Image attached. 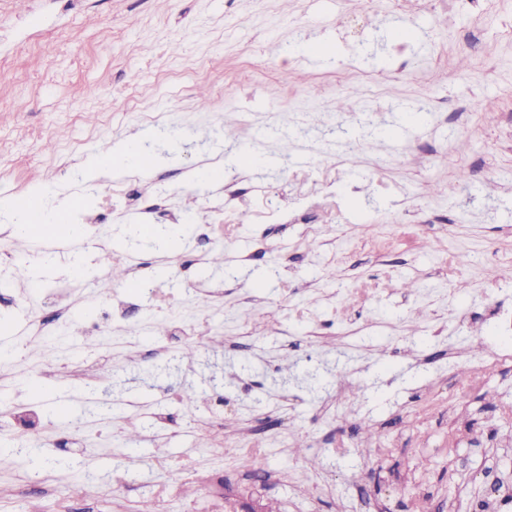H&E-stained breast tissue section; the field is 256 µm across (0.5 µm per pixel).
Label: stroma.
Listing matches in <instances>:
<instances>
[{"mask_svg": "<svg viewBox=\"0 0 512 512\" xmlns=\"http://www.w3.org/2000/svg\"><path fill=\"white\" fill-rule=\"evenodd\" d=\"M311 41L330 52L308 58ZM350 82L363 95L336 111ZM134 137L155 160L136 197L110 194L121 169L86 177L102 143ZM245 148L262 164L240 169ZM212 158L224 181L197 192ZM47 184L102 242L81 272L58 259L15 284L22 311L0 318V415L48 458L0 471L11 512H34L23 478L62 489L88 472L112 496L76 512H141L163 484L173 512H209L242 490L249 430L285 474L248 495L264 510L469 512L512 485V365L493 359L512 330L487 315L512 314V0H0V201ZM92 191L115 221L96 222ZM142 223L155 246L137 243ZM452 242L468 256L453 277ZM59 283L68 327L46 351L35 322ZM170 307L195 328L174 369L152 332ZM93 321L109 330L89 350ZM465 370L460 407L448 374ZM97 396L111 420L90 413ZM458 411L478 438L453 437ZM193 459L223 484L198 489Z\"/></svg>", "mask_w": 512, "mask_h": 512, "instance_id": "35a3bbf8", "label": "stroma"}]
</instances>
